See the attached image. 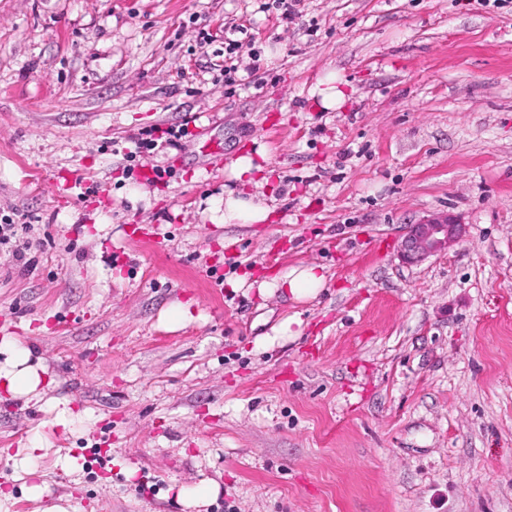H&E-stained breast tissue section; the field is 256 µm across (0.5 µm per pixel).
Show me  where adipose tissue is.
<instances>
[{"label":"adipose tissue","mask_w":512,"mask_h":512,"mask_svg":"<svg viewBox=\"0 0 512 512\" xmlns=\"http://www.w3.org/2000/svg\"><path fill=\"white\" fill-rule=\"evenodd\" d=\"M224 211L219 217L223 224H263L270 217L271 210L256 194L235 190L224 194ZM326 285V275L320 266H294L281 271L271 280L261 282L259 291L271 294L276 290H288L294 301L316 298ZM0 352L5 359L0 362V391L14 399L31 400L40 397L45 369L32 360L29 347L18 344L14 339L0 340Z\"/></svg>","instance_id":"ef3b65f1"}]
</instances>
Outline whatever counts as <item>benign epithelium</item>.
<instances>
[{"label":"benign epithelium","instance_id":"1","mask_svg":"<svg viewBox=\"0 0 512 512\" xmlns=\"http://www.w3.org/2000/svg\"><path fill=\"white\" fill-rule=\"evenodd\" d=\"M463 235V225L450 214H433L408 227L401 241L400 258L407 264H419L445 252Z\"/></svg>","mask_w":512,"mask_h":512}]
</instances>
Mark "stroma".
I'll use <instances>...</instances> for the list:
<instances>
[{
	"label": "stroma",
	"mask_w": 512,
	"mask_h": 512,
	"mask_svg": "<svg viewBox=\"0 0 512 512\" xmlns=\"http://www.w3.org/2000/svg\"><path fill=\"white\" fill-rule=\"evenodd\" d=\"M244 155L270 219L213 223ZM437 212L461 241L403 263ZM5 215L0 337L48 383L0 400V512H512V0H0ZM309 264L317 299L258 292ZM336 74H331L328 79L317 88V94L321 97L322 107L333 110L342 102L344 92L336 86ZM189 134L190 133L187 124H182L177 127H167L164 130H160L159 128H151L140 133V135H146L149 136V138H136V151L131 153H143L144 149L146 151L154 150L158 145L157 141L162 139L163 136H166L165 142L167 144L174 145V142L188 136ZM214 488L209 481H203L191 489L180 492V499L187 508L200 509L208 505Z\"/></svg>",
	"instance_id": "1"
}]
</instances>
